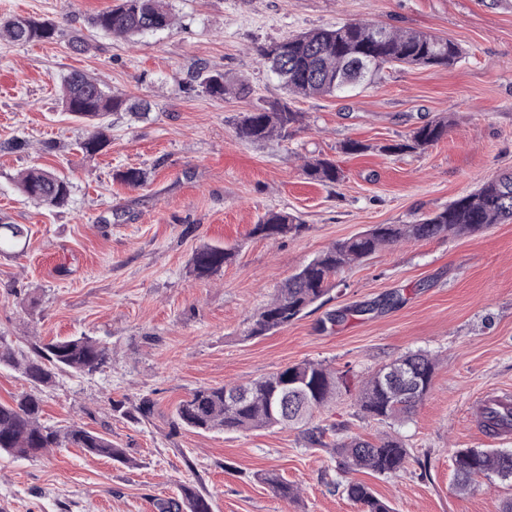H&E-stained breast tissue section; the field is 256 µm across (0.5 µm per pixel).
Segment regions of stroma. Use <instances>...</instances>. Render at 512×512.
I'll list each match as a JSON object with an SVG mask.
<instances>
[{
  "label": "stroma",
  "instance_id": "35a3bbf8",
  "mask_svg": "<svg viewBox=\"0 0 512 512\" xmlns=\"http://www.w3.org/2000/svg\"><path fill=\"white\" fill-rule=\"evenodd\" d=\"M114 2L0 0L2 20L56 26L50 41L0 40V220L28 230L25 245L0 255V337L25 346L90 336L108 346L112 359L99 371L63 372L41 390V421L105 434L130 462L73 447L34 460L0 453V512H159L188 480L213 512H359L335 487L330 445L387 433L407 449L406 470L352 478L395 512H499L512 485L458 493L453 456L512 449V438L483 435L474 404L479 393L512 390V221L383 247L287 328L257 338L246 330L291 274L335 243L375 224L413 223L512 170V0H169L173 28L130 39L89 23ZM353 19L447 38L464 56L450 68L384 70L354 93L294 99L305 119L285 139L238 137L242 113L286 96L261 48ZM198 66L245 81L248 94L215 99L192 88ZM72 70L147 100L150 112L108 117L109 145L83 155L90 129L59 101ZM438 118L448 132L426 151L384 153ZM350 139L367 152L342 154ZM45 141L53 152H41ZM318 156L337 161L340 182L305 179L304 161ZM35 164L71 179L65 208L18 191V172ZM129 167L146 171L143 185L116 180ZM270 210L300 217L303 230L252 235ZM206 244L235 256L199 279L189 261ZM417 350L438 365L414 414L380 421L337 390L314 415L328 429L324 448L293 428L197 433L175 424L176 404L201 387L302 361L365 377ZM145 398L154 413L139 423L129 413ZM266 471L298 485L300 500L284 502L258 481Z\"/></svg>",
  "mask_w": 512,
  "mask_h": 512
}]
</instances>
